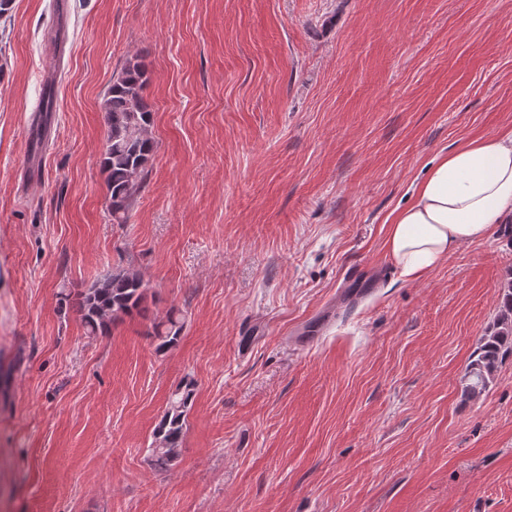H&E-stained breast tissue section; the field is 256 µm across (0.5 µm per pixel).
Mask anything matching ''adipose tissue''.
I'll return each mask as SVG.
<instances>
[{"label": "adipose tissue", "instance_id": "obj_1", "mask_svg": "<svg viewBox=\"0 0 512 512\" xmlns=\"http://www.w3.org/2000/svg\"><path fill=\"white\" fill-rule=\"evenodd\" d=\"M512 222V130L471 140L439 158L395 211L386 249L417 277L463 244Z\"/></svg>", "mask_w": 512, "mask_h": 512}]
</instances>
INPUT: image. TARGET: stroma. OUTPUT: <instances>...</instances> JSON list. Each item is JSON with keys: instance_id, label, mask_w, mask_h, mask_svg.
Listing matches in <instances>:
<instances>
[{"instance_id": "1", "label": "stroma", "mask_w": 512, "mask_h": 512, "mask_svg": "<svg viewBox=\"0 0 512 512\" xmlns=\"http://www.w3.org/2000/svg\"><path fill=\"white\" fill-rule=\"evenodd\" d=\"M135 56L157 150L115 224L100 104ZM510 127L512 0H13L0 512H512V359L462 382L512 223L417 279L384 247L432 162ZM129 265L146 315L88 335L60 291ZM184 323L176 310L166 316L165 321L154 322L150 337L157 341L159 351H167L176 347L181 338ZM193 392V382L178 384L154 429V440L148 452L152 466L158 471L168 470L179 456Z\"/></svg>"}]
</instances>
